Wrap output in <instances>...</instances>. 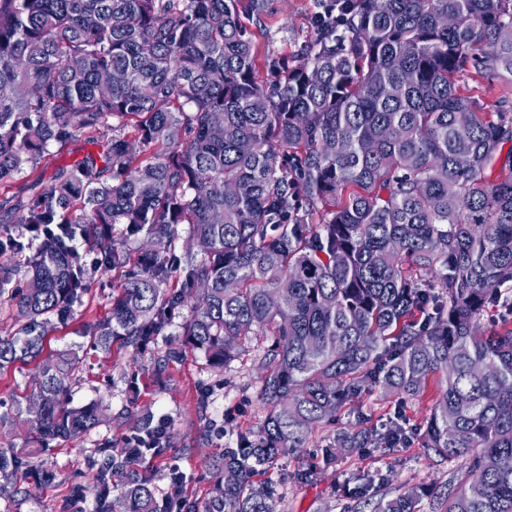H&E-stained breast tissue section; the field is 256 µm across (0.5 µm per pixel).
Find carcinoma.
Instances as JSON below:
<instances>
[{"mask_svg": "<svg viewBox=\"0 0 512 512\" xmlns=\"http://www.w3.org/2000/svg\"><path fill=\"white\" fill-rule=\"evenodd\" d=\"M333 3L342 24L295 64L257 60L245 20L266 0H0V185L44 184L0 203V224L29 233L0 236L1 255L28 253L22 287L0 272L19 313L0 372L38 369L0 426L46 444L102 421L101 403L70 401L78 351L42 358L88 291L81 239L98 267L123 269L107 315L75 330L93 344L137 351L187 305L169 357L200 350L222 367L241 337H266L263 430L214 457L204 509L186 512H274L259 471L378 388L430 396L428 417L379 432L359 416L322 446V468L417 441L469 470L376 501L365 478L355 504L420 512L430 496L445 512H512V113L458 85L470 68L512 79V0ZM94 133L102 155L38 171L51 148ZM119 225L126 240L144 234L135 254ZM137 430L131 451L104 443L95 512H160L133 455L165 454L168 437L149 412ZM27 458L0 450V496Z\"/></svg>", "mask_w": 512, "mask_h": 512, "instance_id": "carcinoma-1", "label": "carcinoma"}]
</instances>
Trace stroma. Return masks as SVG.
<instances>
[{"label": "stroma", "instance_id": "1", "mask_svg": "<svg viewBox=\"0 0 512 512\" xmlns=\"http://www.w3.org/2000/svg\"><path fill=\"white\" fill-rule=\"evenodd\" d=\"M320 3L268 0L267 12L255 31L258 55L301 57L318 37L315 16ZM461 89L479 98L487 111L512 110V86L507 83L472 73L463 79ZM82 254L92 286L75 307L78 324L105 316L121 284L120 271L97 268L96 254L90 249H83ZM180 342V336H166L137 352L117 341L107 351L86 347L71 398L77 405L102 402L107 409L105 421L82 438L57 440L39 448L30 457L27 471L18 477L21 492L15 503L8 505L0 499V512H93L92 497L73 498L71 488L91 482L104 454L103 440H111L116 448L126 447L135 416L144 409L172 421L167 453L144 463L155 475L157 494L167 491L168 466L174 463L184 474V498L204 502L211 485L212 456L239 437L256 438L269 413L257 392L264 339L250 337L234 360L220 368L199 350L165 361L168 349ZM359 405L371 426L380 430L399 416L412 425L422 421L429 414L430 403L402 401L379 389L363 396ZM329 433L327 427L315 428L304 447L293 449L262 472L261 481L273 483L276 489L275 512H348V500L335 496L334 487L363 473L393 472V481L383 490L394 496L403 486L447 483L468 467L467 458L431 457L414 444L385 456L376 452L346 456L336 469L298 483L295 472L312 467V453Z\"/></svg>", "mask_w": 512, "mask_h": 512}]
</instances>
